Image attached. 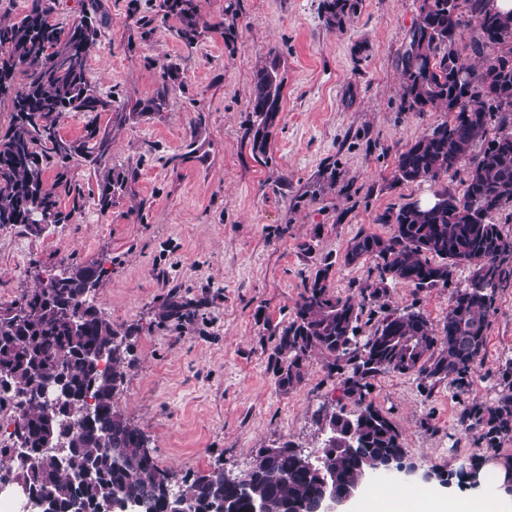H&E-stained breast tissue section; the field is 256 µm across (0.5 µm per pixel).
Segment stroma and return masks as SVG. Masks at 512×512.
Wrapping results in <instances>:
<instances>
[{"mask_svg":"<svg viewBox=\"0 0 512 512\" xmlns=\"http://www.w3.org/2000/svg\"><path fill=\"white\" fill-rule=\"evenodd\" d=\"M197 3L215 27L189 47L176 19L161 20L158 0H56L61 24L92 10L103 18L87 65L112 102L93 119L67 113L59 133L81 138L91 120L110 132V165L129 172L128 189L99 209L98 173L80 158L53 160L45 180L59 183L67 223L38 236L0 228V306L35 288V270L106 258L96 303L114 328L134 333L116 403L177 485L216 467L243 471L271 445L313 451L320 406L357 410L319 354L301 384L279 390L270 329L291 320L304 279L323 262L333 264L335 294L358 296L375 263L344 265L350 239L361 231L389 236L379 214L432 197L434 184L394 183L395 162L448 118L400 107L398 57L417 0H362L340 28L326 23L321 0H240L232 49L216 27L225 0ZM273 51L284 79L281 112L257 158L244 133L254 75ZM168 62L179 65L180 86L163 112L139 116ZM122 112L128 121H119ZM330 180L334 189L324 190ZM469 283L462 265L445 287L392 286L386 306L365 301L361 332L370 334L387 306L420 312L440 331L453 291ZM175 296L199 303L196 317L156 324L159 307ZM486 337L466 387L448 379L431 387L396 372L372 379L364 400L402 432L414 470L368 481L360 496L428 483L464 493L467 485L424 475L456 472L474 458L512 460V437L491 449L459 421L465 408L495 403L512 364V278L496 291Z\"/></svg>","mask_w":512,"mask_h":512,"instance_id":"stroma-1","label":"stroma"}]
</instances>
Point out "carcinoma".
<instances>
[{"label": "carcinoma", "mask_w": 512, "mask_h": 512, "mask_svg": "<svg viewBox=\"0 0 512 512\" xmlns=\"http://www.w3.org/2000/svg\"><path fill=\"white\" fill-rule=\"evenodd\" d=\"M55 0H30L15 20L0 23V102L12 107V121L0 132V227L22 225L33 235L62 224L58 193L44 180L47 160L80 157L94 170L108 168L100 184L98 204L112 205L115 191L129 175L108 167L112 140L90 121L85 134L67 140L58 133L68 112H105L112 101L102 98L88 72V56L98 40L99 20L83 15L62 26L53 20ZM361 0H322L330 25L341 27L357 14ZM162 20L178 21V38L196 44L207 29L224 28V43L235 41L234 23H207L196 0H158ZM468 40H463V34ZM478 60L461 61V50ZM280 57L269 56L257 70L249 109L254 120L246 129L254 156L266 155L268 130L281 112ZM398 67L402 108L409 112L440 110L450 119L434 126L398 154L395 183L430 182L437 189L428 204L419 201L390 208L376 218L393 225L388 237L359 232L344 256L376 261L378 273L388 268L390 284L416 290L445 287L460 265L471 269L468 287L456 289L441 334L419 312L388 309L375 331L362 339V307L353 297L331 292L333 263L319 266L303 283L294 317L274 326L276 343L270 356L277 387L288 391L301 384L307 361L323 355L331 371L348 369L347 394L358 395L381 373L417 374L432 383L445 378L463 381L483 354L486 330L497 288L512 260V238L490 215L512 208V15L490 7V0H420ZM179 79L175 65L162 67V93L128 118L163 108L171 84ZM496 133L478 150V139L490 125ZM464 172L462 191L445 177ZM106 260L61 263L65 275L35 274L37 286L22 299L0 308V402L23 407L22 422L9 447H0V483L15 481L49 500L48 512H70L79 500L85 512L118 494L146 501L148 512H177L180 504L224 503L228 512H313L324 493V479L345 491L363 472L403 459L406 451L394 423L371 404L359 405L350 418L329 406L314 414L318 430L340 428L338 443L321 439L311 454L288 442L261 448L250 468L230 480L213 468L171 485L156 457L146 456L148 442L118 410L115 397L125 377L132 333H119L96 306L95 291L107 273ZM193 303L173 299L156 316L157 324L189 320ZM493 406L472 405L460 422L482 431L488 447L512 435V378ZM63 393L56 403L53 426L67 451L60 457L43 447L50 417L43 398L46 387ZM354 425V449L343 448L345 430ZM26 449L28 462L12 466L14 448Z\"/></svg>", "instance_id": "carcinoma-1"}]
</instances>
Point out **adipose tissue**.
Segmentation results:
<instances>
[{"mask_svg":"<svg viewBox=\"0 0 512 512\" xmlns=\"http://www.w3.org/2000/svg\"><path fill=\"white\" fill-rule=\"evenodd\" d=\"M373 512H512V498L491 499L483 492L444 496L428 487H410L399 494L383 492Z\"/></svg>","mask_w":512,"mask_h":512,"instance_id":"ef3b65f1","label":"adipose tissue"}]
</instances>
